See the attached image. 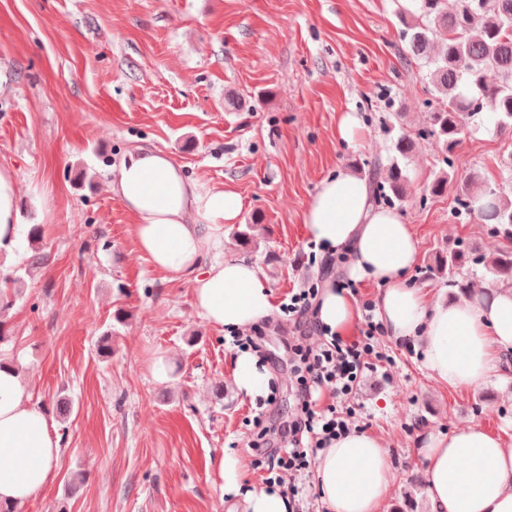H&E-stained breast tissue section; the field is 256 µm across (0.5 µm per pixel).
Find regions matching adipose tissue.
Here are the masks:
<instances>
[{
    "label": "adipose tissue",
    "mask_w": 512,
    "mask_h": 512,
    "mask_svg": "<svg viewBox=\"0 0 512 512\" xmlns=\"http://www.w3.org/2000/svg\"><path fill=\"white\" fill-rule=\"evenodd\" d=\"M17 176L0 167V251L12 252L19 234ZM133 219L138 250L169 280L187 281L196 307L225 334H240L274 310L262 268L243 257L209 262L224 240L225 225L241 210L237 193L201 188L159 150L129 154L107 184ZM311 241L348 250L353 278L380 284L376 315L395 340L418 339L422 364L438 382L466 389L499 373L512 358V289L490 299L431 300L409 287L406 273L420 257V241L395 210L375 206L368 182L344 170L321 180L303 213ZM320 321L343 334L355 322L352 298L325 289ZM0 501L21 507L39 497L60 454L30 382L14 366L0 367ZM433 512H512V436L478 426L428 435L420 448ZM224 493L245 512H288L284 488H249L242 460L225 449L219 461ZM314 480L330 512H381L390 488V466L380 440L353 431L320 450Z\"/></svg>",
    "instance_id": "adipose-tissue-1"
}]
</instances>
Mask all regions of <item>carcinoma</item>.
I'll list each match as a JSON object with an SVG mask.
<instances>
[{
	"mask_svg": "<svg viewBox=\"0 0 512 512\" xmlns=\"http://www.w3.org/2000/svg\"><path fill=\"white\" fill-rule=\"evenodd\" d=\"M418 9L401 12L399 37L410 57L426 68L428 84L436 106L428 122L416 132L403 133L394 145L379 192L389 201L401 202L407 176L401 161L408 158L417 139L428 140L439 157L440 171L430 192L441 193L455 167V148L460 136L473 135L493 124L500 132H512V0H415ZM442 41L441 50L432 53L434 38ZM501 77L486 81V72ZM456 214L462 223L477 214L503 237L512 240V174L504 182L491 185L480 173L468 175L456 199ZM461 249L438 260L437 270L448 275V285L466 289ZM472 261L484 265L502 287L512 288V250L475 255Z\"/></svg>",
	"mask_w": 512,
	"mask_h": 512,
	"instance_id": "carcinoma-1",
	"label": "carcinoma"
}]
</instances>
